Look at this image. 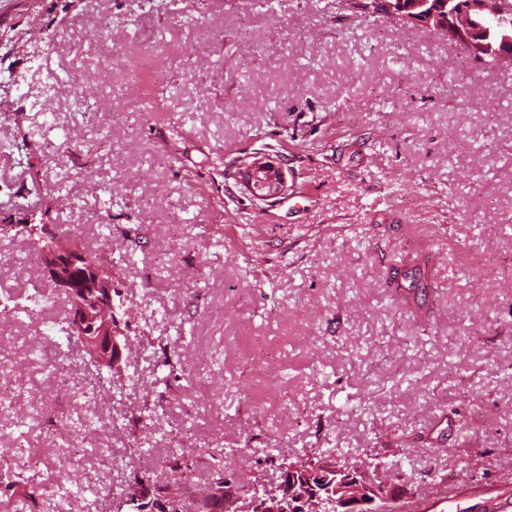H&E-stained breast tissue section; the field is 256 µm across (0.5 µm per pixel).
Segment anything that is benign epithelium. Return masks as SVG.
<instances>
[{
  "mask_svg": "<svg viewBox=\"0 0 512 512\" xmlns=\"http://www.w3.org/2000/svg\"><path fill=\"white\" fill-rule=\"evenodd\" d=\"M385 12L437 29L462 46L468 55L479 57L491 45L480 39L481 29L469 20L480 16L483 0H468L466 12L453 18L440 15L441 9L430 0H378ZM237 184L253 200L274 202L288 193L284 167L262 152L246 155L236 161ZM42 270L55 288L68 294L70 332L98 372L120 374L127 358L128 339L115 317L112 276L100 270L81 252L50 238L44 232ZM129 494L144 503V512H168L166 498L158 496L155 487L137 480ZM393 495L351 468L322 467L283 478L277 492L267 489L252 497L249 512H393Z\"/></svg>",
  "mask_w": 512,
  "mask_h": 512,
  "instance_id": "1",
  "label": "benign epithelium"
}]
</instances>
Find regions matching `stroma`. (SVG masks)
<instances>
[{
  "label": "stroma",
  "instance_id": "35a3bbf8",
  "mask_svg": "<svg viewBox=\"0 0 512 512\" xmlns=\"http://www.w3.org/2000/svg\"><path fill=\"white\" fill-rule=\"evenodd\" d=\"M6 68L26 82L0 89V142L56 124L29 164L0 151V222L54 224L90 252L108 224L132 256L113 277L136 375L112 380L118 429H71L97 383L76 343L51 373L17 357L47 335L41 315L0 318L12 447L71 449L101 489L72 512L170 481L158 454L177 448L198 450L200 490L219 470L272 488L266 455L337 448L403 504L512 494V67L350 0H0ZM266 144L291 186L272 203L230 165ZM29 251L0 236V276L37 279L65 319ZM162 342L184 365L169 388Z\"/></svg>",
  "mask_w": 512,
  "mask_h": 512
}]
</instances>
